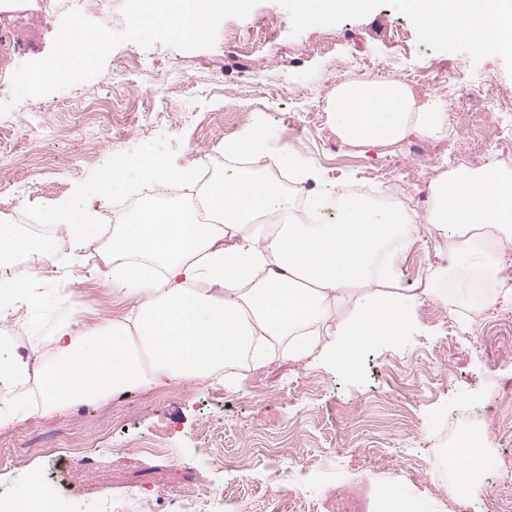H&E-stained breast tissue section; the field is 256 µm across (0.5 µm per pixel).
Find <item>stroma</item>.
Masks as SVG:
<instances>
[{
    "label": "stroma",
    "mask_w": 512,
    "mask_h": 512,
    "mask_svg": "<svg viewBox=\"0 0 512 512\" xmlns=\"http://www.w3.org/2000/svg\"><path fill=\"white\" fill-rule=\"evenodd\" d=\"M274 9V0H261L246 18L223 20L214 47L208 49L152 44L157 57L171 65L164 76V99L114 81L116 61L126 59L132 47L127 41L111 51L99 75L76 84L68 95L31 100L26 114L30 133L18 131L13 118L0 116V176L11 182L20 200L40 212H50L78 190L87 206L100 213L111 204L99 180L98 158L104 152L172 155L180 163L198 165L221 155L224 142L248 126L267 140V152L256 158V167L273 171L272 157L290 147L315 168L318 178L311 186L316 191L327 183L360 181L387 153L401 166L414 167L409 148L415 141L436 148L442 171L456 168L466 150L512 154V140L498 135L502 117L481 111L477 100L455 92L445 96L448 110L466 112V124H452L443 138L420 134L386 150L354 148L335 132L284 122L287 112L329 110L337 86L331 63L339 55L353 53L402 66L428 56L461 62L471 85L490 76L509 88L512 57L486 55L467 41L430 44L418 21L397 12L394 0H372L366 12L313 25L284 17L274 38V57L258 67L254 79L243 83L225 74L227 58L237 53L230 34L255 30ZM60 24L57 16L44 20L29 34L32 48L0 58L1 88L9 87L21 64L50 53ZM291 84H312L317 92L296 99L288 94ZM145 115L163 125L162 134L142 130ZM437 239V230H413L398 262L403 288H423L432 268L447 265V257L436 249ZM36 281L44 302L20 309L18 327L47 366L53 355L45 347L59 324L120 319L134 305L105 287L96 268L69 254L54 271L40 272ZM69 291L76 305L67 303ZM463 310L448 297L424 301L408 327L366 344L348 368L340 365L330 337L324 336L302 359L267 360L257 380L244 373L220 381L149 386L157 398L150 410L142 409L136 389L99 403H74L42 418L22 410L11 426L0 428V440L13 444L25 463L0 474V492L17 497L30 475H43L48 460L40 451L51 448L65 468L56 490L68 512H99L103 499L120 497L131 486L150 497L220 485L228 476L227 466L244 464L252 475L233 483L232 491L244 496L247 512H274L277 503L266 490L268 461L255 451L275 448L279 460L296 459L295 480L309 488L302 499L288 501L290 512H366L375 490L365 474L373 466L384 467L393 488L417 499L427 512H512V399L497 396L503 381L512 380V299L497 298L472 326L459 324ZM257 382L267 391L259 407L247 400ZM478 404L489 408L477 424L487 434L501 478L493 488L462 498L449 491L437 472L433 443L441 419ZM205 423L223 431L219 446L225 469L199 453L195 434ZM112 425L129 437L166 431L169 450L107 457L108 442L100 431ZM76 444L85 447L90 459L80 470L68 466V452ZM337 446L342 454L330 456Z\"/></svg>",
    "instance_id": "35a3bbf8"
}]
</instances>
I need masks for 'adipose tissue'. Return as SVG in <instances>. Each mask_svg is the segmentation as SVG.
Listing matches in <instances>:
<instances>
[{
  "instance_id": "1",
  "label": "adipose tissue",
  "mask_w": 512,
  "mask_h": 512,
  "mask_svg": "<svg viewBox=\"0 0 512 512\" xmlns=\"http://www.w3.org/2000/svg\"><path fill=\"white\" fill-rule=\"evenodd\" d=\"M433 44L466 40L491 56L512 54V0H397ZM370 0H278L284 13L305 22L327 13L367 11ZM332 122L345 142L385 145L416 131H448V105L417 103L406 85L370 79L336 88ZM103 186L129 193L145 181L194 183L196 166L143 156L114 164L104 155ZM306 217L294 214L292 196L272 178L243 170L214 173L198 204L147 207L113 225L105 246L112 263L102 282L135 297L127 321L58 327L55 358L41 376L44 411L101 401L148 383H181L210 377L225 361L251 353L262 363L258 336H290L298 359L320 337L338 336L340 360H352L368 342L404 327L424 300L444 297L448 273L431 269L428 287L397 291L396 268L371 280L369 263L382 247L399 255L410 241L403 207L388 210L331 187L306 199ZM63 225L77 250L94 243L95 212L72 196L47 215ZM422 223L438 230L441 252L471 270L461 287L480 281L512 296V278L501 256L512 248V173L494 165L454 168L430 185Z\"/></svg>"
}]
</instances>
